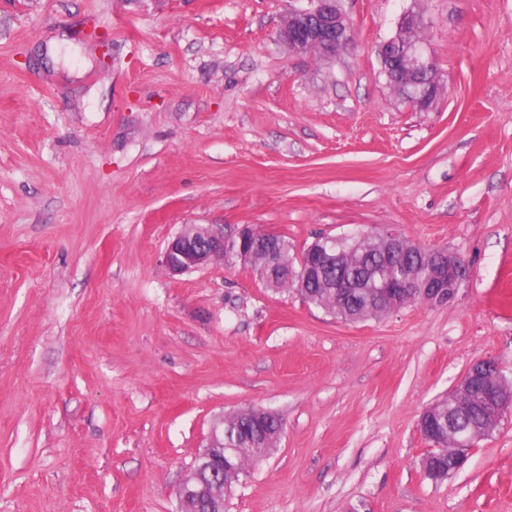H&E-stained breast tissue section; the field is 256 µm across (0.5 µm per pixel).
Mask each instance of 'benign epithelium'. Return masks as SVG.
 Here are the masks:
<instances>
[{
	"instance_id": "1",
	"label": "benign epithelium",
	"mask_w": 512,
	"mask_h": 512,
	"mask_svg": "<svg viewBox=\"0 0 512 512\" xmlns=\"http://www.w3.org/2000/svg\"><path fill=\"white\" fill-rule=\"evenodd\" d=\"M316 2L313 9L284 16L277 37L295 53L315 51L324 58H332L350 40L351 29L338 7V0ZM420 23L418 16L406 15L400 31L380 45L378 54L388 79L406 91L416 105L427 110L440 93V86L429 75L430 55L421 43L409 38ZM350 250L374 254L386 271L365 285L342 277L340 267ZM274 253L280 254V262L290 271L296 292L308 303L317 298L312 293L315 283L325 280L328 268L338 267L340 278L329 291L339 293L345 300L363 298L368 314L360 317L362 321L371 318V312L384 302L395 309L404 306L411 294L418 295L421 302L429 305L447 304L455 298L466 275L460 257L444 249L418 251L411 240L393 231L362 234L353 239L349 248L344 245V237L325 236L291 255L280 250L273 238L263 239L248 226L226 231L222 224L185 226L168 242L163 263L173 276L226 259H237L253 272L258 266L266 267L267 259ZM472 392L478 393L484 409V426L477 432L457 433L453 448L436 444L425 427L445 414L453 416L457 411L456 396ZM508 413H512V381L501 374L499 363L493 358L471 363L456 388L448 394L446 411H440L434 403L420 417V434L430 443L421 460L422 470L428 471L443 456L447 458L448 474L457 472L477 443L489 436ZM223 429L224 419L221 418L213 425L207 445L198 454L200 468L193 470L181 486L177 512H200L203 508L207 512H224V478L234 474L239 449L224 447Z\"/></svg>"
}]
</instances>
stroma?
<instances>
[{
  "instance_id": "1",
  "label": "stroma",
  "mask_w": 512,
  "mask_h": 512,
  "mask_svg": "<svg viewBox=\"0 0 512 512\" xmlns=\"http://www.w3.org/2000/svg\"><path fill=\"white\" fill-rule=\"evenodd\" d=\"M313 6L0 0V512H175L251 407L282 433L226 512H512V417L438 484L417 428L474 360L512 378V0H339L331 60L277 38ZM410 11L427 111L378 56ZM186 224L392 229L469 275L352 323L237 262L170 276Z\"/></svg>"
}]
</instances>
